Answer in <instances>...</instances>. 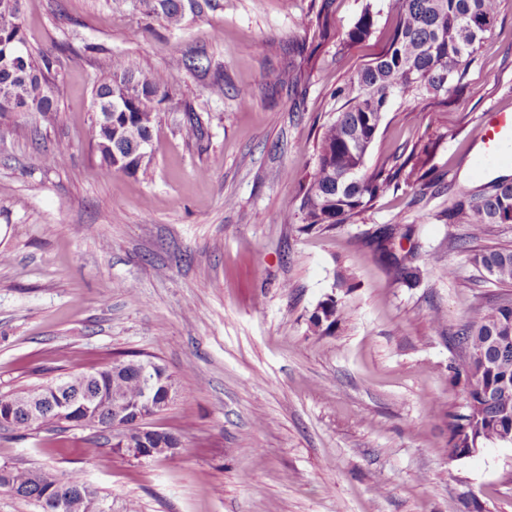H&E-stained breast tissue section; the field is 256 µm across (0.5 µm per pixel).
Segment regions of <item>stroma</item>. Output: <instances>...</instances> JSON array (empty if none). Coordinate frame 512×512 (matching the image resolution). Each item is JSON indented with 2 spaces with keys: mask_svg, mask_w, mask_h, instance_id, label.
<instances>
[{
  "mask_svg": "<svg viewBox=\"0 0 512 512\" xmlns=\"http://www.w3.org/2000/svg\"><path fill=\"white\" fill-rule=\"evenodd\" d=\"M368 2L378 24L348 42ZM320 3L218 0L171 29L138 0H22L60 93L53 120L0 116V393L148 354L178 387L150 425L183 448L137 459L110 432L48 425L0 432V466L80 471L112 512H512V444L448 458L467 389L455 335L473 308L512 294L471 257L512 246V224L474 240L445 214L501 175L476 166L473 137L486 111L512 109V0L447 103L393 105L372 145L374 166L432 140L433 185L308 229L299 193L319 128L397 12L395 0H333L334 41L297 87L276 85ZM197 55L208 70L180 66ZM115 56L171 79L146 177L101 167L87 138ZM186 106L204 138L180 131ZM391 225L411 230L394 249L413 253L415 286L367 245ZM331 298L347 319L312 331Z\"/></svg>",
  "mask_w": 512,
  "mask_h": 512,
  "instance_id": "35a3bbf8",
  "label": "stroma"
}]
</instances>
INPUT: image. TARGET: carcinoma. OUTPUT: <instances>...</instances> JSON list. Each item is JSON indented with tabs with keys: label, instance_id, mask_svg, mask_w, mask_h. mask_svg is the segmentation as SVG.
<instances>
[{
	"label": "carcinoma",
	"instance_id": "carcinoma-1",
	"mask_svg": "<svg viewBox=\"0 0 512 512\" xmlns=\"http://www.w3.org/2000/svg\"><path fill=\"white\" fill-rule=\"evenodd\" d=\"M332 0H322L315 19L305 29V41L294 47L300 64L310 65L313 54L304 53L306 43L318 48L335 38L330 17ZM399 10L384 53L361 68L340 90L344 104L322 125L314 145L316 165L301 184L300 209L307 226L344 224L390 189L400 184H424L434 176L431 165L433 146L416 142L408 156L383 160L367 168V156L394 99L411 103L448 101V94L459 85L461 74L453 62L471 58L481 45L500 12L501 0H397ZM146 14L162 19L170 28L183 26L187 13L201 16L213 8L214 0H140ZM378 14L366 4L348 33V40L367 39L377 24ZM26 38L19 23V12L0 0V114L37 112L50 120L57 112L59 88L45 72L53 61L37 56L25 45L15 55L12 40ZM19 90L20 102L11 104L9 92ZM169 100V77L162 73H144L128 57L112 59L108 74L93 89L94 117L88 128L89 141L96 149L101 166L114 172L147 176L152 156L153 131L159 122L162 106ZM112 106V122L101 120L103 104ZM183 123L186 138L200 139L204 128L193 109L187 108ZM454 224H470L472 237L483 235L492 224H512V181L499 180L492 190L473 200L458 199L447 209ZM395 229L385 228L376 234L373 245L379 256L388 261L394 276L402 283L418 282L419 268L398 258L390 244ZM475 264L492 281L512 284V248L490 247L473 254ZM346 318L336 301L323 302L310 317L314 330H331ZM461 349L459 370L468 381L465 407L449 429L448 457H465L471 449L487 444L512 443V299L504 297L489 312L474 308L456 338ZM145 361L112 360V364L92 371H73L39 385L44 400L46 423H63L69 427L73 418L85 420L90 428L111 429L131 421L129 408L143 393L141 376ZM61 383L89 393L98 400L92 410L73 407L65 416L57 415L55 391ZM156 408L151 415L165 411L169 403L164 394L175 388V381L159 364L154 368ZM35 388L0 393V411H15L18 429L26 430L25 410L32 402ZM114 447L131 453L133 448H148L151 457L173 459V448L181 444L171 431L150 429L136 423L116 430ZM59 483L68 494L86 485L77 471L58 475L50 471H33L0 467V487L31 500L50 512L44 497L47 486Z\"/></svg>",
	"mask_w": 512,
	"mask_h": 512
}]
</instances>
